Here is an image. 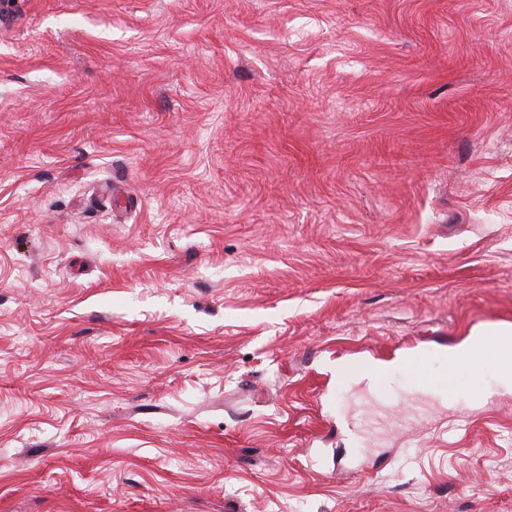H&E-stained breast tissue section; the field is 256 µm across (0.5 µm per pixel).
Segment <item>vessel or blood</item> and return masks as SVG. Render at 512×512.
I'll return each instance as SVG.
<instances>
[{"label": "vessel or blood", "instance_id": "vessel-or-blood-1", "mask_svg": "<svg viewBox=\"0 0 512 512\" xmlns=\"http://www.w3.org/2000/svg\"><path fill=\"white\" fill-rule=\"evenodd\" d=\"M403 367L413 385L428 392H449L459 382L476 389L487 373H512V348L506 347L498 337H483L466 363L449 365L441 377L428 371L427 362L419 352L406 356Z\"/></svg>", "mask_w": 512, "mask_h": 512}]
</instances>
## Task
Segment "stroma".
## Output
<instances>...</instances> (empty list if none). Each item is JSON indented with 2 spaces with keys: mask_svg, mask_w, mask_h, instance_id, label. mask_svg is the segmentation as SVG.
<instances>
[{
  "mask_svg": "<svg viewBox=\"0 0 512 512\" xmlns=\"http://www.w3.org/2000/svg\"><path fill=\"white\" fill-rule=\"evenodd\" d=\"M500 322L512 0H0V512H512ZM464 346L448 352V362L463 363L470 355L476 336H483L472 357L464 364H448V371L442 377H434L426 368L428 362L421 351L407 355L403 367L409 380L427 392H451L458 382L470 388L480 389L488 372L512 373V351L497 336H503L506 343L512 340V324L497 323L484 327Z\"/></svg>",
  "mask_w": 512,
  "mask_h": 512,
  "instance_id": "stroma-1",
  "label": "stroma"
}]
</instances>
